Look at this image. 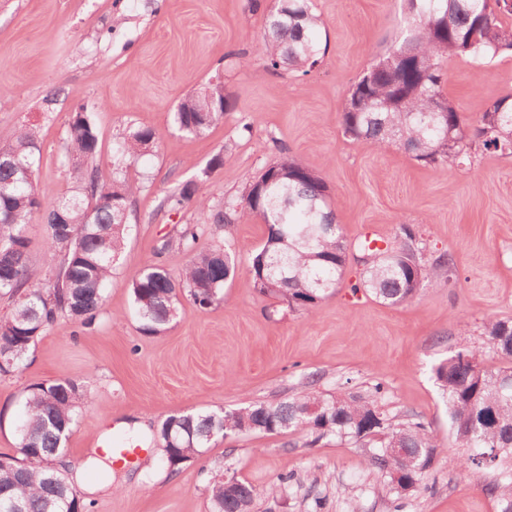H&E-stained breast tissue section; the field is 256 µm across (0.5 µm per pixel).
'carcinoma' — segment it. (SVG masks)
I'll list each match as a JSON object with an SVG mask.
<instances>
[{"instance_id":"cac0c4a2","label":"carcinoma","mask_w":512,"mask_h":512,"mask_svg":"<svg viewBox=\"0 0 512 512\" xmlns=\"http://www.w3.org/2000/svg\"><path fill=\"white\" fill-rule=\"evenodd\" d=\"M407 26L389 52L354 81L357 99L345 98L341 127L350 140L375 149L399 147L415 160L438 166L458 165L475 155L512 157V92L489 102L472 121L444 95V61H490L512 54V3L508 0H403ZM322 21L315 0H278L265 18L256 50L274 73L289 69L309 75L321 62L317 34ZM231 107L224 87L189 94L173 112L184 134L200 136L224 122ZM155 133L131 127L115 148L119 165L107 180L94 165L98 133L86 106L73 113L65 163L72 187L45 200L34 186L38 151L36 127L23 125L0 157V296L13 305L0 319V375L22 371L38 338L66 315L92 324L104 308L112 271L123 253L131 197L137 186L122 176L123 163L147 155ZM193 205L213 224L259 220L266 239L250 262V286L290 309L310 310L344 283L349 258L363 267L352 293L360 290L389 305L413 299L421 284L453 276L451 256L425 260L422 242L408 225L384 250L364 241L352 251L328 202L324 182L285 147L257 181L237 200L212 210L195 182L179 184L162 195L157 210L180 212ZM45 226V246L54 263L46 277L29 265L27 227L35 217ZM198 225L184 224L177 242L188 255L182 280L175 281L163 258L172 241L154 250L155 260L132 281L140 330L159 335L173 319L181 299L199 309L224 301V283L234 276L231 245L198 248ZM483 335L503 366L482 364L483 351L462 348L433 369L448 406L452 434L470 449L465 459L448 457L451 469L494 470L491 486L499 512H512V320L488 319ZM374 397L343 391L320 394L304 389L276 404L176 413L161 424V460L169 475L227 435L287 434L305 430L317 442L350 439L370 449V465L402 498L417 488L441 454L426 423L415 417L387 416ZM87 395L72 380L27 387L17 429L15 454H0V512H85L83 499L55 467L77 409ZM401 449L394 458L390 448ZM218 466L207 484L210 512H252L257 496L248 482L232 475L228 486Z\"/></svg>"}]
</instances>
